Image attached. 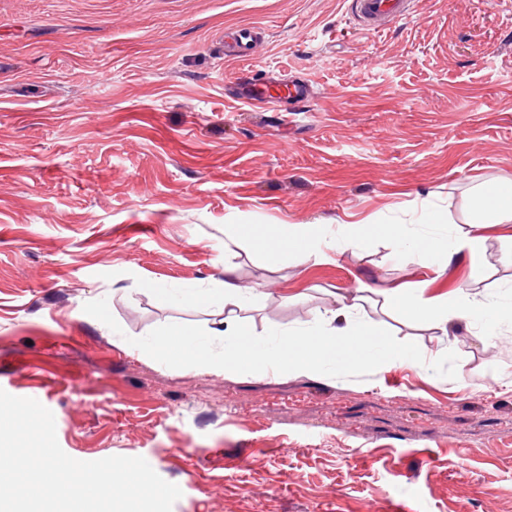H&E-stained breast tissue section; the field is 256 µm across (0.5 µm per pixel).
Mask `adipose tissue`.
Returning a JSON list of instances; mask_svg holds the SVG:
<instances>
[{"label": "adipose tissue", "instance_id": "adipose-tissue-1", "mask_svg": "<svg viewBox=\"0 0 512 512\" xmlns=\"http://www.w3.org/2000/svg\"><path fill=\"white\" fill-rule=\"evenodd\" d=\"M502 182L484 185L473 206L474 215L466 229L451 235L412 236L399 224H349L336 238L337 250L357 249L376 236L399 244L398 257L408 265L433 267L439 259L466 254L471 275H481L485 268L484 234L487 226L512 223V194L501 196ZM225 244L247 243L255 259H265L275 251L294 254L300 261H318L326 254L319 231L311 224H291L288 227L258 224H234L224 237ZM387 303L398 313L435 323L447 328L456 320L495 322L500 308L491 301L477 302L467 295L453 301L425 296L422 289L406 291L384 289ZM215 336L224 341L222 357H213L208 344L195 331L185 327L165 328L148 344L149 352L170 355L186 353L191 358L207 363L218 375L231 376L241 372L265 374L297 373L307 376L319 374L325 364L356 366L368 362L369 351L380 353L390 364L408 363L407 353L389 347L381 328L370 321L356 317L355 305H341L325 317L323 325L303 331H282L268 342L259 341L243 324L225 319L215 328Z\"/></svg>", "mask_w": 512, "mask_h": 512}]
</instances>
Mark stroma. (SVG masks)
I'll return each mask as SVG.
<instances>
[{"instance_id": "obj_1", "label": "stroma", "mask_w": 512, "mask_h": 512, "mask_svg": "<svg viewBox=\"0 0 512 512\" xmlns=\"http://www.w3.org/2000/svg\"><path fill=\"white\" fill-rule=\"evenodd\" d=\"M240 25L266 32L257 73L314 82L302 111L225 97ZM509 177L512 0H415L379 33L347 0H0V389L51 410L75 459L144 458L181 486L172 512H512V318L442 330L381 295L512 306L511 229L486 230L477 279L386 238L323 262L224 250L228 224L432 213L451 234ZM228 269L260 339L357 298L415 361L224 377L139 353L170 325L207 335L225 313L195 295Z\"/></svg>"}]
</instances>
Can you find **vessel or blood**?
Wrapping results in <instances>:
<instances>
[{
  "instance_id": "vessel-or-blood-1",
  "label": "vessel or blood",
  "mask_w": 512,
  "mask_h": 512,
  "mask_svg": "<svg viewBox=\"0 0 512 512\" xmlns=\"http://www.w3.org/2000/svg\"><path fill=\"white\" fill-rule=\"evenodd\" d=\"M412 0H349L350 13L364 31L375 33L406 18ZM264 41L258 26H239L226 33L225 55L240 68L231 81L225 82L228 96L263 112H295L312 96L313 85L303 77L279 74L261 75L248 69Z\"/></svg>"
}]
</instances>
